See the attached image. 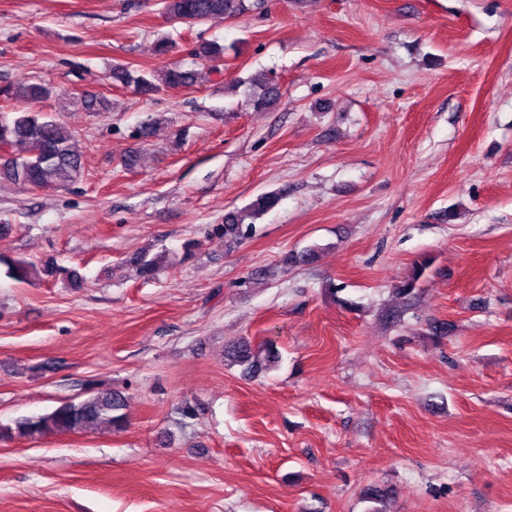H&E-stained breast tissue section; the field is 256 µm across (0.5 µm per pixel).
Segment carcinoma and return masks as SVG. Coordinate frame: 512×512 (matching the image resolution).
<instances>
[{"label":"carcinoma","instance_id":"carcinoma-1","mask_svg":"<svg viewBox=\"0 0 512 512\" xmlns=\"http://www.w3.org/2000/svg\"><path fill=\"white\" fill-rule=\"evenodd\" d=\"M261 0H161L162 10L168 21L193 26L195 24L224 21L235 18ZM199 65L209 72L218 71L224 61V46L202 44L195 49ZM113 81L134 86L142 95H151L162 87L178 88L198 81L201 72L195 68L185 69L180 65H169L160 72L134 69L123 64L112 66ZM54 94L53 88L42 83H23L12 88L9 95L29 104L40 103ZM275 88L265 84L250 92L249 103L255 110L267 109L276 99ZM73 133L54 116L42 112H18L10 120H0V148L7 156L0 157V177L29 187H67L83 174L82 157L72 147ZM281 197L272 192L258 195L243 209L224 213V223L215 231L224 234V241L233 246L252 236L254 220L275 208ZM129 264L136 268L139 277L152 279L161 267L160 257L147 258L141 254L130 258ZM428 267V261L416 264L410 275L397 288V292L411 295L416 283ZM10 274L19 282L36 277L37 270L31 263L17 262L10 267ZM224 354L232 365L242 368L248 376L269 370L277 362L270 348L254 346L246 340H237L226 347ZM89 397L75 402L65 401L52 411L15 422V427L0 429V437L36 439L39 437L73 432L89 425L104 423L120 429L124 416L122 396L112 390L88 389Z\"/></svg>","mask_w":512,"mask_h":512}]
</instances>
